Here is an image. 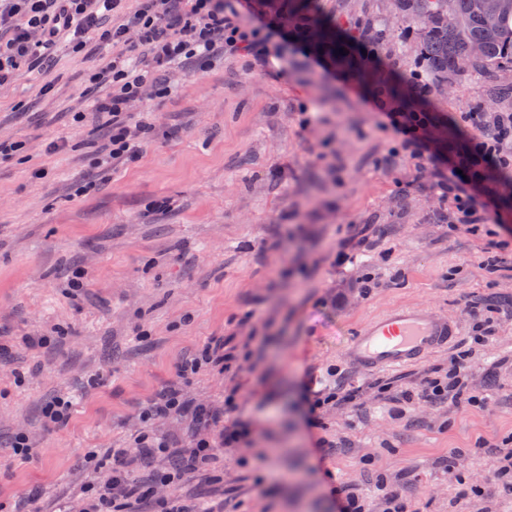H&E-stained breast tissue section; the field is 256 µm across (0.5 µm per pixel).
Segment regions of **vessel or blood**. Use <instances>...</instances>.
Returning <instances> with one entry per match:
<instances>
[{"label": "vessel or blood", "mask_w": 512, "mask_h": 512, "mask_svg": "<svg viewBox=\"0 0 512 512\" xmlns=\"http://www.w3.org/2000/svg\"><path fill=\"white\" fill-rule=\"evenodd\" d=\"M455 333V325L430 307H396L368 320L347 344L345 355L364 371L393 368L418 362L447 345Z\"/></svg>", "instance_id": "1"}]
</instances>
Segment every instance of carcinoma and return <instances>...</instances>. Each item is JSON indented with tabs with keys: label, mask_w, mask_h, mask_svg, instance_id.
I'll use <instances>...</instances> for the list:
<instances>
[{
	"label": "carcinoma",
	"mask_w": 512,
	"mask_h": 512,
	"mask_svg": "<svg viewBox=\"0 0 512 512\" xmlns=\"http://www.w3.org/2000/svg\"><path fill=\"white\" fill-rule=\"evenodd\" d=\"M395 5L419 23L417 49L435 80L463 74L458 68L463 58L470 61L468 71L483 78L512 67V0H482V9L475 0H454L451 11L445 0H395ZM486 13L497 14L498 22L488 24Z\"/></svg>",
	"instance_id": "obj_1"
}]
</instances>
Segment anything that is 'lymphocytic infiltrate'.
Masks as SVG:
<instances>
[{"label":"lymphocytic infiltrate","mask_w":512,"mask_h":512,"mask_svg":"<svg viewBox=\"0 0 512 512\" xmlns=\"http://www.w3.org/2000/svg\"><path fill=\"white\" fill-rule=\"evenodd\" d=\"M121 2L0 0V86L9 83L21 66L37 69L51 63L52 50L59 41H67L77 49L91 41L113 47L110 65L90 77L92 83L112 86L110 97L96 101L95 114L99 130L108 139L109 157L133 161L139 157L151 126L139 122L138 134H131L128 105L148 87L167 93L168 66L183 63L202 68L214 53L252 52L259 49L262 40L258 30H245L238 22L241 10L252 9V0H235L236 6L231 10L225 9L224 0H146L129 25L108 26V18ZM278 34L342 80H350L361 65L356 46H349L343 55L321 48L312 43L303 25L279 29ZM131 36L146 48L149 64H137L126 54L124 46ZM384 118L387 126L401 136L404 147L415 158H424L429 149L426 133L438 124L437 114L407 107L386 112ZM436 159L430 174L436 187L455 205L454 223H490L501 207L499 171L512 167V113H495L492 122L482 126L475 136L449 137L447 144L438 148ZM468 370L466 355H459L445 376L403 392L402 399L408 404L418 400H458L464 394ZM249 433V428L241 424L225 429L220 445L197 440L171 471L157 476V483H174L216 460ZM123 455L119 448L110 451L115 466L105 480L89 486L81 512H150L157 505L152 486L137 484L130 478L121 464ZM157 506L161 512H207L202 505L190 506L176 499Z\"/></svg>","instance_id":"f902f5d3"}]
</instances>
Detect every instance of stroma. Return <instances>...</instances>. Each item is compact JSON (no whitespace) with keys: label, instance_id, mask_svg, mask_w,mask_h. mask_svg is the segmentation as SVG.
Here are the masks:
<instances>
[{"label":"stroma","instance_id":"obj_1","mask_svg":"<svg viewBox=\"0 0 512 512\" xmlns=\"http://www.w3.org/2000/svg\"><path fill=\"white\" fill-rule=\"evenodd\" d=\"M314 5L344 29L385 31L379 54L401 78L388 106L423 99L467 131L473 109L512 113V97L489 91L512 87V70L491 83L432 80L418 24L393 0ZM112 52L62 42L51 67L20 69L0 87V142L18 146L0 155V512H70L108 475L86 461L102 448L126 449L131 479L168 470L170 456L140 460L143 428L181 450L235 422L249 424L246 440L157 499L338 512L345 487L370 512L391 496L407 512H512L494 479L512 453V226L451 223L453 201L367 105L372 70L331 81L274 36L202 72L173 67L170 92L129 105L153 127L143 156L109 162L90 128L94 100L112 88L89 78ZM36 167L44 179H30ZM91 173L96 186L83 188ZM77 272L85 286L73 293ZM401 306L431 307L458 333L419 362L354 369L351 335ZM485 319L492 332L474 344ZM27 336L48 342L32 351ZM215 343L223 367L182 386L210 418L143 424L144 403ZM463 350L473 403L400 401ZM350 386L354 402L314 408ZM56 397L74 407L50 429L42 408ZM20 432L27 460L11 448Z\"/></svg>","mask_w":512,"mask_h":512}]
</instances>
